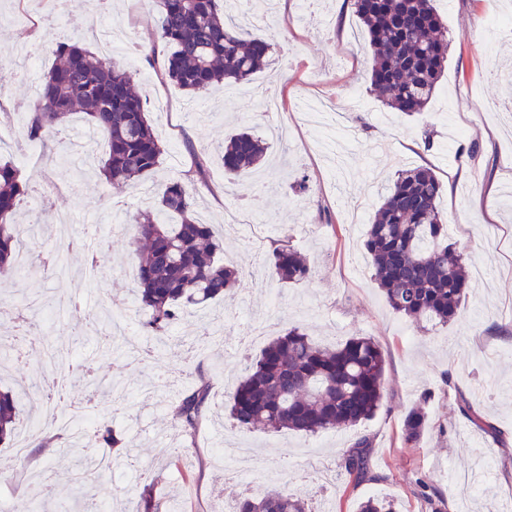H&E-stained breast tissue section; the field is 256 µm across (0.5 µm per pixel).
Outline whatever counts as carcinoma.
<instances>
[{
    "mask_svg": "<svg viewBox=\"0 0 512 512\" xmlns=\"http://www.w3.org/2000/svg\"><path fill=\"white\" fill-rule=\"evenodd\" d=\"M355 14L366 29L371 50L372 87L391 108L414 114L431 101L448 60V27L433 0H354ZM155 39L170 48L165 79L193 95L226 80L241 82L263 70L272 43L264 35L245 38L235 18L221 11L219 0H156ZM58 63L43 74L29 109L27 138L55 141L74 112L106 136L108 151L100 171L113 187L140 184L160 165L164 148L150 124L135 74L93 55L77 43L60 41ZM267 144L248 129L221 145L225 173L233 178L258 166ZM20 169L0 162V275L18 274L16 213L26 188ZM442 183L424 166L400 169L366 231L365 248L373 278L392 310L417 325L444 326L454 320L471 287L462 255L448 244L447 220L439 209ZM176 215L169 224L165 217ZM131 242L138 288L134 302L149 312L141 323L162 345L188 306L220 301L238 287L242 273L224 262V248L213 228L194 216L193 189L180 179L165 185L152 210L135 217ZM271 278L281 282L307 279L311 266L289 245L274 247ZM385 357L370 338L354 336L330 347L314 341L299 326L273 339L244 369L228 394L229 416L247 430L292 431L314 436L353 427L376 414L385 399ZM211 384L199 377L171 405V417L183 435L195 437L211 408ZM18 400L0 390V443L12 440ZM461 414L484 434H496L465 396ZM428 427L426 404L406 413L401 440L416 446ZM104 448L115 458L130 453L112 429L98 430ZM372 441L355 439L340 468L356 483L376 481ZM237 512H311L306 499L282 490H263L238 501ZM359 512H393L389 501L369 497Z\"/></svg>",
    "mask_w": 512,
    "mask_h": 512,
    "instance_id": "cac0c4a2",
    "label": "carcinoma"
}]
</instances>
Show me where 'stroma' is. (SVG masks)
<instances>
[{"mask_svg":"<svg viewBox=\"0 0 512 512\" xmlns=\"http://www.w3.org/2000/svg\"><path fill=\"white\" fill-rule=\"evenodd\" d=\"M300 0H278V11L264 26L274 33L268 68L253 84L278 97L281 109L263 113L257 102L230 97L228 88L206 89L188 96L161 70L167 54L158 47L154 63L144 48L152 40L153 0H79L62 16L52 14L51 0H0V52L14 54L0 68V157L18 161L24 182L65 186L53 205L33 211L21 198L17 219L39 224L47 241H56L58 214L75 230L94 228L106 235L95 281H88L82 251L64 255V270L0 277V339L24 350L21 365L0 368V387L19 392L46 383L51 370L38 351L53 348L93 360V384L82 381L81 365L73 398L90 403L95 426H108L134 450L120 468L129 479L113 483L112 512H127L144 488H151L162 512H235L237 496L224 492L225 471L211 460L221 437L248 442L263 467L274 473L273 485L318 501L322 512H357L360 501L379 496L397 512H430L414 492L416 479L437 487L440 512H458L463 494L448 480L449 471L482 480L472 496L471 512H501L512 495V0H435L448 27V66L426 109L409 116L387 108L370 89L369 57L350 0L310 4L297 20ZM121 18L132 26L130 39L110 48L93 40L97 24ZM85 44L93 53L131 67L146 101V111L165 152L161 164L143 184L114 188L99 175L95 160L103 156L101 135L90 140L95 160L81 165L80 155L63 146L43 157L19 161L27 141L26 112L37 86L27 76L23 53L39 49L38 72L54 63L59 35ZM314 95L343 108L357 132L345 145L346 170L333 174L305 126L298 122V102ZM247 128L269 145L264 164L229 185L216 150L224 138ZM209 159L204 176H196L194 152ZM432 167L444 184L439 206L448 218V239L464 255L470 274L480 275L459 314L448 326L426 333L395 313L371 277L363 255L365 221L371 220L400 166ZM195 188V215L224 237V259L245 273L242 288L222 302L187 307L177 323L178 335L190 340L217 330L220 352L188 360L180 348L156 346L155 362L138 367L121 350L102 353L98 333H82L67 321L46 320L38 336H14L10 323L29 299L65 295L92 304L105 317L117 298H130L135 265L127 248L134 216L151 206L153 196L173 179ZM290 237L306 255L309 279L282 284L253 282L266 268L275 243ZM297 325L315 340L335 345L352 336L372 338L385 356L386 402L369 420L350 429L318 436L241 429L224 409L227 393L250 363L284 329ZM203 373L212 385L213 406L201 431L183 456H176V428L171 405ZM119 380L134 399L127 413L114 410L100 381ZM479 390L476 407L492 423L496 436L476 429L456 408L458 393ZM429 395V425L419 445L406 447L400 428L407 410ZM373 440L374 470L380 482L353 484L340 461L356 436ZM73 455L67 433L52 445L31 443L24 456L0 446V495L17 497L34 490L44 470L57 483L44 499L46 512L79 506L97 512L96 499L75 501L66 477Z\"/></svg>","mask_w":512,"mask_h":512,"instance_id":"1","label":"stroma"}]
</instances>
